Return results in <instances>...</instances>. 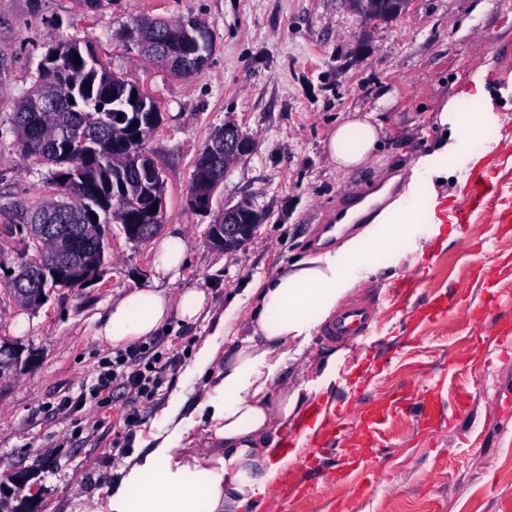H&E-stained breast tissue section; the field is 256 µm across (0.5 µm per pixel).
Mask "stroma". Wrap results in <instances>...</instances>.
<instances>
[{"label": "stroma", "instance_id": "35a3bbf8", "mask_svg": "<svg viewBox=\"0 0 512 512\" xmlns=\"http://www.w3.org/2000/svg\"><path fill=\"white\" fill-rule=\"evenodd\" d=\"M192 16L212 31L204 71L193 79L137 57L113 40L115 31L150 18ZM89 43L112 72L139 82L159 104L162 122L146 150L165 179V232L181 231L188 262L175 289L207 288L215 314L258 278L298 257L341 244L359 232L327 225L354 202L402 174L441 136L434 110L478 68L494 85L512 81V0H411L392 20L364 23L345 0H104L93 14L77 0H0V336L18 335L35 363L0 379V483L18 467L31 468L44 489L42 512H90L120 479L135 449H150L164 433L162 411L173 393L187 408L206 399L203 380L189 377L197 349L212 325H172L180 359L153 403L131 427L119 426L124 398L101 402L87 392L99 362L112 349L96 334L112 299L155 285L153 244L128 242L112 228V258L100 279L81 288H56L46 304L23 314L6 284L19 262L17 225L41 198L64 199L50 165L22 158L7 127L14 101L27 91L37 66L56 43ZM374 113L383 125L382 147L368 165L336 171L325 154L332 130L354 111ZM234 120L252 135L256 150L229 169L214 209L251 198L264 216L255 238L235 255L206 240L210 216L188 209L193 163L212 132ZM477 168L490 189L459 238L409 252L397 265L378 257L377 272L352 290L375 296L374 331L336 344L312 336L289 362L282 381L316 398L350 406L399 407L382 427L387 455L377 460L366 493L336 486L322 474L288 469L268 483L258 502L274 512H512V412L497 400L512 384V352L497 350L496 332L512 329V108L498 126L472 141ZM413 292H393L401 280ZM477 302L496 296L497 321L476 343L462 314L423 319L436 296ZM26 316L28 329L16 333ZM337 354L336 379L322 386L321 364ZM434 388L443 418L430 431L412 418L414 404ZM85 396V405L60 411L61 398ZM303 478L308 491L291 497Z\"/></svg>", "mask_w": 512, "mask_h": 512}]
</instances>
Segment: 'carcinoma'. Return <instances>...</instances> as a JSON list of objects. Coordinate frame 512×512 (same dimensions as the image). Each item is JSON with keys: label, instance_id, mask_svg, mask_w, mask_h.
<instances>
[{"label": "carcinoma", "instance_id": "obj_1", "mask_svg": "<svg viewBox=\"0 0 512 512\" xmlns=\"http://www.w3.org/2000/svg\"><path fill=\"white\" fill-rule=\"evenodd\" d=\"M154 24L172 31L168 54L173 62L189 67L184 77L198 75L212 54L213 35L206 24L194 17L156 20ZM56 51L67 59L74 78L73 101L61 102L55 109L46 105L47 93L59 73L41 66L35 89L14 105L12 129L23 157L55 166L54 182H59L60 173L73 174L65 188L70 202L47 197L31 209L59 211L66 223L79 225L86 241L81 262L98 272L110 261L108 226L136 220L150 204L154 172L148 167L152 159L145 156V144L153 135L152 126L160 125L161 112L144 87L114 74L90 45L63 41ZM120 114L136 116L142 125V140L133 147L141 160L134 168L114 161L131 139L126 119H118ZM18 228L25 256L35 258L34 264L41 269L51 270L48 245L31 236L24 224Z\"/></svg>", "mask_w": 512, "mask_h": 512}]
</instances>
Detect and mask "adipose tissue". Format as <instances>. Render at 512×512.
I'll return each mask as SVG.
<instances>
[{
    "mask_svg": "<svg viewBox=\"0 0 512 512\" xmlns=\"http://www.w3.org/2000/svg\"><path fill=\"white\" fill-rule=\"evenodd\" d=\"M511 96L512 85L494 91L486 71L473 72L458 96L436 109L434 122L442 137L435 149L413 161L401 193L392 194L391 184L382 185L346 213L347 224L366 214L371 220L338 249L301 258L245 288L255 304L250 335L218 369L212 366V344L201 346L189 372L208 378L206 400L194 415L186 416L183 400L172 398L166 410L172 430L144 458H131L107 502L108 512H242L252 504L266 481L287 464L278 446V430L303 405L300 392L275 386L289 354H302L361 273L372 272V256L387 257L394 265L404 248L419 249L421 236L439 237L442 221L435 210H420V197L434 180L454 176V160L468 159L470 141L497 123L495 98ZM462 100L471 106L468 113L458 110ZM380 139L381 125L374 114L356 113L330 134L326 157L336 169L349 171L371 159ZM382 224L389 225L388 235H380ZM424 224L429 227L425 234L420 231ZM212 315V297L206 289L171 293L160 287L136 288L112 301L97 334L107 345L124 346L158 335L170 323L192 325ZM198 416L209 422L211 446L181 458L183 434ZM257 466L266 470L260 482L252 476ZM130 487L137 490L132 500L126 495Z\"/></svg>",
    "mask_w": 512,
    "mask_h": 512,
    "instance_id": "obj_1",
    "label": "adipose tissue"
}]
</instances>
